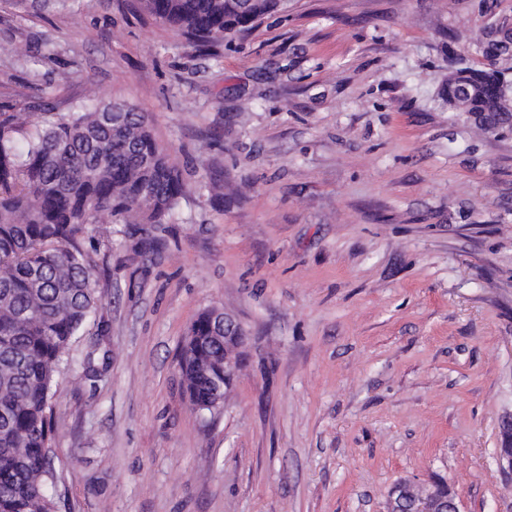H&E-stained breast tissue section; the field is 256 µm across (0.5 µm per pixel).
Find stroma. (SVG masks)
Here are the masks:
<instances>
[{"mask_svg": "<svg viewBox=\"0 0 512 512\" xmlns=\"http://www.w3.org/2000/svg\"><path fill=\"white\" fill-rule=\"evenodd\" d=\"M512 0H288L197 52L137 0H0V97L95 87L147 115L187 193L160 252L112 236L51 400L57 512H388L445 484L512 512V126L449 109L512 74ZM243 326L222 412L178 369ZM99 369L88 380L86 363ZM458 73L460 84L455 90L465 86L478 87L471 98L473 112H485L494 106V94L498 89L500 72L463 67L458 68ZM245 337L242 325L221 309L206 310L193 323L186 337V340L190 338V349L182 348L180 356L182 386L189 399L197 404H191L193 410L209 412L210 409L215 414L223 408V399L216 400L208 410L198 404H209L223 381L225 399L237 375L229 350L239 349Z\"/></svg>", "mask_w": 512, "mask_h": 512, "instance_id": "stroma-1", "label": "stroma"}]
</instances>
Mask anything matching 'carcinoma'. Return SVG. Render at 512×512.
I'll use <instances>...</instances> for the list:
<instances>
[{"instance_id": "obj_1", "label": "carcinoma", "mask_w": 512, "mask_h": 512, "mask_svg": "<svg viewBox=\"0 0 512 512\" xmlns=\"http://www.w3.org/2000/svg\"><path fill=\"white\" fill-rule=\"evenodd\" d=\"M288 0H139L201 49ZM474 112L494 106L499 74L458 69ZM186 186L136 108L88 97L67 112L43 97L0 99V512H53L51 390L73 338L96 311L97 268L112 225L156 251L149 226L172 218ZM97 244H86L99 228ZM182 386L209 404L224 381V311L191 326Z\"/></svg>"}]
</instances>
